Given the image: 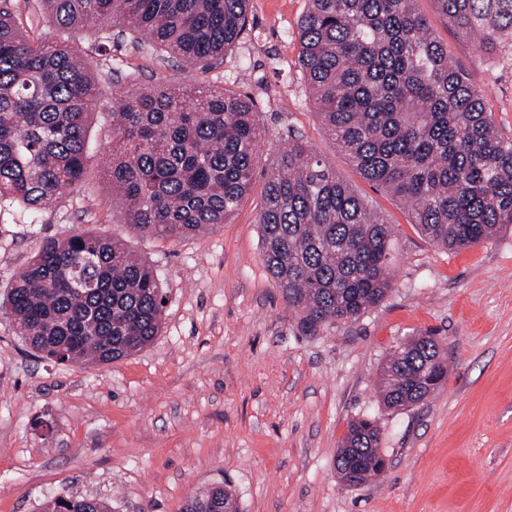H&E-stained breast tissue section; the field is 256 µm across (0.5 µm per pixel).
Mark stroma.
<instances>
[{
    "instance_id": "1",
    "label": "stroma",
    "mask_w": 512,
    "mask_h": 512,
    "mask_svg": "<svg viewBox=\"0 0 512 512\" xmlns=\"http://www.w3.org/2000/svg\"><path fill=\"white\" fill-rule=\"evenodd\" d=\"M416 9L512 134V61L494 63L437 12ZM308 0H251L250 36L220 67L180 70L144 43L100 56L113 92L147 86L251 96L267 131L251 192L224 224L173 240L135 236L106 192L99 159L80 187L32 216L0 211V299L42 241L92 230L124 240L157 271L167 304L158 336L108 364H60L32 351L0 311V512H43L59 496L111 512H182L214 484L239 512H512V225L448 252L400 201L368 183L316 114L298 58ZM296 134L394 230L392 287L365 314L303 331L261 258L265 171ZM429 333L448 378L410 408L376 389L387 355ZM377 420L387 467L343 484L336 453L352 420Z\"/></svg>"
}]
</instances>
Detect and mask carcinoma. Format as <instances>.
I'll use <instances>...</instances> for the list:
<instances>
[{
    "label": "carcinoma",
    "instance_id": "carcinoma-1",
    "mask_svg": "<svg viewBox=\"0 0 512 512\" xmlns=\"http://www.w3.org/2000/svg\"><path fill=\"white\" fill-rule=\"evenodd\" d=\"M71 36L96 30L107 51L126 37L158 45L185 69L212 70L251 32L250 0H39ZM490 55H512V0H434ZM414 0H308L299 62L334 144L374 186L404 203L433 244L461 250L512 224V136L483 91L448 58ZM105 96L75 40L33 38L0 0V209L50 208L91 160L89 130ZM235 91L145 88L112 105L103 177L141 236L182 239L216 227L248 196L265 129ZM262 261L309 333L355 319L390 289L393 228L298 136L271 165L259 213ZM164 294L153 267L91 231L49 238L0 307L16 335L59 363L107 364L159 335ZM448 360L429 334L397 346L380 372L391 411L441 387ZM380 427L357 419L336 455L340 480L384 473ZM44 512H109L57 497ZM183 512H238L215 485Z\"/></svg>",
    "mask_w": 512,
    "mask_h": 512
}]
</instances>
